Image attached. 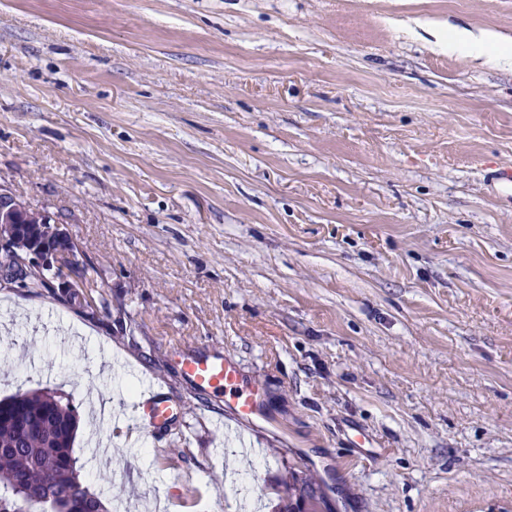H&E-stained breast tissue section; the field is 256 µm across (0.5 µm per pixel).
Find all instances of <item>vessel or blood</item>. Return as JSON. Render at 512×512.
Wrapping results in <instances>:
<instances>
[{"mask_svg": "<svg viewBox=\"0 0 512 512\" xmlns=\"http://www.w3.org/2000/svg\"><path fill=\"white\" fill-rule=\"evenodd\" d=\"M181 369L200 389L223 391L225 415L231 421L243 427L253 422L259 409L258 388L246 381L231 361L219 354L186 356L181 361ZM180 411V402L148 386L140 393L134 416L149 428L158 430L168 426Z\"/></svg>", "mask_w": 512, "mask_h": 512, "instance_id": "1", "label": "vessel or blood"}]
</instances>
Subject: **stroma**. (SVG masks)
Returning <instances> with one entry per match:
<instances>
[{
	"label": "stroma",
	"instance_id": "stroma-1",
	"mask_svg": "<svg viewBox=\"0 0 512 512\" xmlns=\"http://www.w3.org/2000/svg\"><path fill=\"white\" fill-rule=\"evenodd\" d=\"M459 23L512 41V0H0V183L110 303L0 282V398L65 394L106 507L274 512L294 468L334 512H512V71ZM187 352L259 384L247 468ZM442 46L448 47V51L463 49L470 55L480 58L487 51L495 53L499 61L510 67L512 65V49L502 41L493 31H472L466 28L448 29V37L441 41ZM180 411V402L154 386H147L140 393L134 416L152 430H158L168 426Z\"/></svg>",
	"mask_w": 512,
	"mask_h": 512
}]
</instances>
